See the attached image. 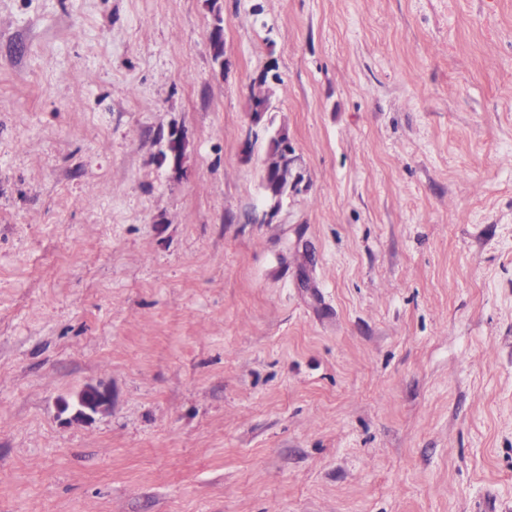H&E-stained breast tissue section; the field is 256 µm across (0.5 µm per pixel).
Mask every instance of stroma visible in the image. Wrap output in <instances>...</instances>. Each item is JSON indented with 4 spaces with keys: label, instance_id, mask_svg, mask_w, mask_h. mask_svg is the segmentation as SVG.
<instances>
[{
    "label": "stroma",
    "instance_id": "35a3bbf8",
    "mask_svg": "<svg viewBox=\"0 0 512 512\" xmlns=\"http://www.w3.org/2000/svg\"><path fill=\"white\" fill-rule=\"evenodd\" d=\"M487 2L218 0L219 64L208 0H0V512H512ZM270 82L269 71L263 72L256 80L253 81L250 88L251 112L254 107L271 100L273 92L269 86ZM270 104L271 103H266L258 106L256 107L258 112H252V118L256 123H260L263 120L264 115L267 113L266 111L270 108ZM282 142L277 136H271L265 153L261 184L269 201L281 197L297 177L295 168L284 162L286 152H293V148L290 145L283 147ZM290 152L288 154L292 155ZM109 404L108 394L99 386H84L71 401L61 404L63 411L71 410L76 420H86L106 410Z\"/></svg>",
    "mask_w": 512,
    "mask_h": 512
}]
</instances>
